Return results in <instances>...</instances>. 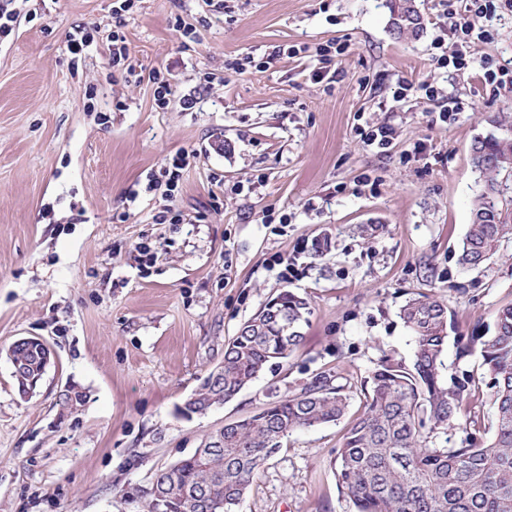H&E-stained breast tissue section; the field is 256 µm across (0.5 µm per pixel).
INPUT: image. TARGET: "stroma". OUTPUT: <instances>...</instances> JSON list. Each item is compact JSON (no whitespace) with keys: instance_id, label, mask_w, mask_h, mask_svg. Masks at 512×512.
<instances>
[{"instance_id":"35a3bbf8","label":"stroma","mask_w":512,"mask_h":512,"mask_svg":"<svg viewBox=\"0 0 512 512\" xmlns=\"http://www.w3.org/2000/svg\"><path fill=\"white\" fill-rule=\"evenodd\" d=\"M112 3L25 0L31 20L0 43V512H141L160 469L322 372L347 395L345 416L290 433L237 512H355L336 450L381 358L413 361L402 307L421 293L448 304L445 374L480 383V344L464 354L456 340L512 304V239L480 269L457 263L484 184L471 145L512 120V88L481 79L484 58L512 61V12L454 71L434 61L454 42L440 0H416L413 40L393 33L391 0H134L119 18ZM83 26L97 33L75 59ZM115 29L133 71L111 64ZM332 41L345 46L336 79L316 80ZM157 70L173 87L164 109ZM403 78L432 83L434 98H398ZM451 100L462 109L442 119ZM382 124L393 143L367 145L359 128ZM183 151L196 155L176 195L184 221L155 223L166 202L146 186ZM285 289L311 310L299 347L233 400L180 416ZM27 337L54 361L24 398L8 349ZM469 409L491 426L487 386Z\"/></svg>"}]
</instances>
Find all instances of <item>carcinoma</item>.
<instances>
[{"instance_id": "carcinoma-1", "label": "carcinoma", "mask_w": 512, "mask_h": 512, "mask_svg": "<svg viewBox=\"0 0 512 512\" xmlns=\"http://www.w3.org/2000/svg\"><path fill=\"white\" fill-rule=\"evenodd\" d=\"M392 29L416 38L423 30L414 0H394ZM512 153V124L474 140L471 161L484 176L472 212L483 222L470 224L457 263L476 269L512 238V191L500 190V159ZM310 314L307 301L284 290L244 323L225 345L222 380L184 402L185 417L207 413L233 400L273 361L288 357L302 340ZM448 305L430 295L412 298L401 316L413 333L414 363L406 368L381 360L368 379L362 414L352 420L336 449L337 485L357 512H512V305L501 308L492 333L481 342L494 405L492 436L479 443L462 423L470 396L467 379L442 373L448 343ZM14 362L30 369L37 355L14 343ZM347 396L322 374L299 391L243 420L224 426V447L197 448L160 471L156 490L141 495L142 512H208L206 502L237 512V506L279 451L289 433L336 422L347 411ZM458 429L456 448H432L430 434Z\"/></svg>"}]
</instances>
